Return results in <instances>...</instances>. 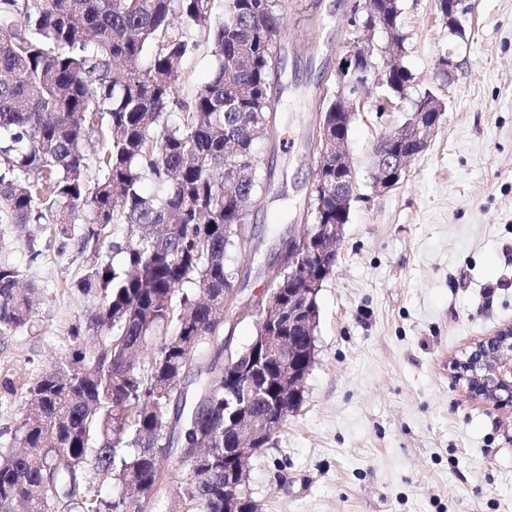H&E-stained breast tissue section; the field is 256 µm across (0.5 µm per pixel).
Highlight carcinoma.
<instances>
[{
    "label": "carcinoma",
    "mask_w": 512,
    "mask_h": 512,
    "mask_svg": "<svg viewBox=\"0 0 512 512\" xmlns=\"http://www.w3.org/2000/svg\"><path fill=\"white\" fill-rule=\"evenodd\" d=\"M214 2L0 0V224H53L65 242L71 225H84L77 247L91 266L81 285L102 301L71 326L72 361L34 383L0 371V386L24 393L27 405L20 449L0 453V512L18 503L53 512L57 499L78 512H153L161 441L181 420L187 512H224V361L209 337L224 335L240 272L228 254L247 252L224 225L245 223L266 189L253 150L261 126L278 123L282 91L270 73L285 31L279 0H224L219 16ZM374 2L377 29L397 24L389 0ZM205 45L214 72L177 97L184 62ZM411 82L405 68L390 67L392 95H406ZM319 98V114L336 123L330 93ZM146 181L156 185L151 195ZM114 224L128 236L119 273L99 250ZM34 292L0 262L1 335L33 321ZM305 319L291 335L302 356L295 371L306 376L316 300ZM160 333L157 351L139 360ZM185 374L201 379L191 399ZM97 479L122 495L100 496Z\"/></svg>",
    "instance_id": "1"
}]
</instances>
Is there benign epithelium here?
<instances>
[{
  "label": "benign epithelium",
  "mask_w": 512,
  "mask_h": 512,
  "mask_svg": "<svg viewBox=\"0 0 512 512\" xmlns=\"http://www.w3.org/2000/svg\"><path fill=\"white\" fill-rule=\"evenodd\" d=\"M371 0H354L349 10L352 26L368 32L361 23V12L370 10ZM466 14L464 0H448V17L441 21L448 31L457 33ZM386 43L378 51L390 55L404 44L405 34L397 27L385 30ZM373 46L364 42L347 46L346 53L334 72L331 96L336 99V130L318 126L316 150L318 161L312 165L311 181L321 177L322 167L335 150H344L351 122L361 108L360 90L375 70L371 61ZM441 119L438 112H424L422 107L409 112L393 133L392 140L412 144L406 153L383 147L379 140L373 151L374 188L386 191L398 185L406 173V162L421 153L430 142ZM355 170L347 159L336 158V223L304 224L302 231L282 238L277 247L275 265L289 268L288 289L266 288L255 297L266 324L262 335L231 364L224 392L236 407L229 413L224 431V512H243V498L250 496L247 485L238 481L241 463L266 448L278 426L279 413L259 410L273 386L281 389L301 385L300 376L289 367L292 351L289 337L282 328L301 324L306 313L304 290L318 288L332 272V265L322 263L324 238L334 234L341 238L347 223L354 194ZM454 380L467 383L476 394L492 402L502 395L512 397V326L500 328L492 336L479 341L475 349L453 365Z\"/></svg>",
  "instance_id": "benign-epithelium-1"
}]
</instances>
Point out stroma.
Here are the masks:
<instances>
[{"mask_svg":"<svg viewBox=\"0 0 512 512\" xmlns=\"http://www.w3.org/2000/svg\"><path fill=\"white\" fill-rule=\"evenodd\" d=\"M350 0H281V120L255 146L270 188L246 217L254 245L236 293L237 346L254 334L247 308L274 267L281 237L308 206L319 80L363 33ZM449 34L435 0H400L399 62L414 82L392 111L372 75L348 139L357 200L318 295L316 356L304 400L251 461L258 512H512V402L493 407L453 380L452 361L512 324V0H467ZM457 64L451 76L441 56ZM433 89L447 110L397 187H373L375 144ZM41 256L30 261V249ZM35 285L32 325L0 335V368L36 381L68 356L69 329L98 304L87 269L50 229L28 241L0 224V260Z\"/></svg>","mask_w":512,"mask_h":512,"instance_id":"stroma-1","label":"stroma"}]
</instances>
